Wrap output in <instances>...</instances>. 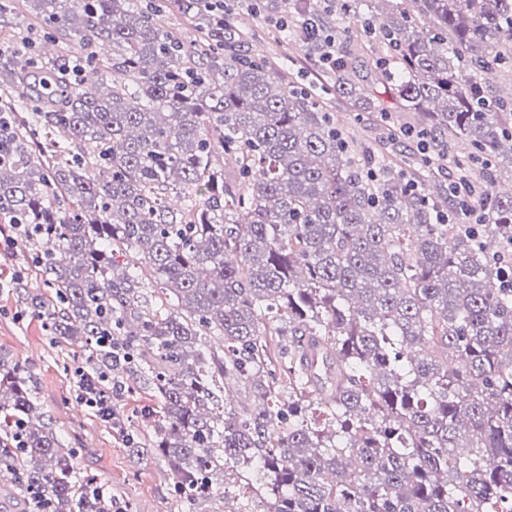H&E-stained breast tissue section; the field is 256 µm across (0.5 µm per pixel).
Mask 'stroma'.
Returning <instances> with one entry per match:
<instances>
[{"label": "stroma", "instance_id": "35a3bbf8", "mask_svg": "<svg viewBox=\"0 0 512 512\" xmlns=\"http://www.w3.org/2000/svg\"><path fill=\"white\" fill-rule=\"evenodd\" d=\"M238 25L250 33L251 52L278 61L289 72L324 85L326 74L306 59L297 35H289L287 46H280L264 19L241 12ZM344 51L354 61L353 78L379 101L380 111L361 114L341 100H332L336 122L346 135L362 144L380 136L388 124L384 111H392L395 125L417 126L424 118L415 112L396 111L392 91L375 80L367 63L379 53L378 44L357 36L343 38ZM41 274L29 264L22 245L0 244V355L24 365L33 373L37 403L43 421L56 434L63 447L73 449L77 476L90 477L111 490L113 496L129 503V512H222L224 501L215 498L197 504L195 509L177 500L173 480L165 460L152 448L133 451L125 436L148 438L152 423L144 411L153 404V393L138 379H131L114 407L124 420V429L108 423L90 409H78L75 400L74 370L85 352L80 343L58 342L49 335L43 319L34 316L28 302L45 293Z\"/></svg>", "mask_w": 512, "mask_h": 512}]
</instances>
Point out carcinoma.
<instances>
[{
	"label": "carcinoma",
	"instance_id": "carcinoma-1",
	"mask_svg": "<svg viewBox=\"0 0 512 512\" xmlns=\"http://www.w3.org/2000/svg\"><path fill=\"white\" fill-rule=\"evenodd\" d=\"M250 12L288 22L285 36L314 17L379 44L370 69L399 111L427 117L414 132L428 148L468 142L455 162L478 223L460 222L447 182L336 127L330 95L379 111L339 49L319 90L244 50L208 0H0V224L27 225L19 240L55 292L30 310L82 342L106 385L148 383L184 502L215 496L221 471L244 501L266 486L264 512H512V194L487 188L512 168V104L488 97L512 60V0ZM306 44L321 62L328 43ZM221 380L263 407L221 405ZM2 390L0 468L22 475L26 506L112 509L76 488L31 377L0 358Z\"/></svg>",
	"mask_w": 512,
	"mask_h": 512
}]
</instances>
